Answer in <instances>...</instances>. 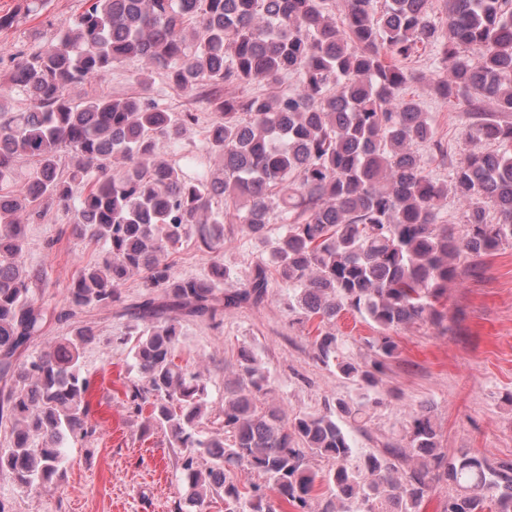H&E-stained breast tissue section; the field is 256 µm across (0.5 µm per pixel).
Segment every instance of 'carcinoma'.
<instances>
[{"mask_svg":"<svg viewBox=\"0 0 512 512\" xmlns=\"http://www.w3.org/2000/svg\"><path fill=\"white\" fill-rule=\"evenodd\" d=\"M328 0H91L62 34L38 50L12 54L8 84L28 93L14 112L0 85V421L9 415L11 447L0 471L31 492L61 476L65 441L88 438L80 357L93 340L81 326L37 356L19 361L51 321L75 310L122 301L137 274L140 301L125 308L133 324L138 377L127 393L136 414L167 433L188 484V504L224 500V512H275L271 496L307 512L316 480L328 496L319 512H419L433 485L457 493L444 512H512V462L461 451L448 456L430 416L415 413L406 445L387 444L357 464L340 419L357 420L379 374L397 356L390 333L416 322L440 323L436 303L459 273L456 260L481 259L512 243V0H444L437 22L429 0H341L336 24ZM440 48L447 76L434 84L444 101L466 103L471 148L448 183L425 168L418 146L448 156L433 139L428 113L402 95L415 80L404 63L423 46ZM144 64L139 91L119 98L75 99L69 89L100 80L129 60ZM206 101L207 153L220 168L195 177L166 156L199 123L196 112H172L150 91L152 76ZM297 77L295 92L269 99L229 88ZM25 184H1L24 160ZM87 191L75 196V189ZM453 195L464 232L442 220ZM228 208H213L216 199ZM55 202L72 211V230L102 244L101 265L83 267L70 308L35 305L22 265L26 226ZM281 224L271 242L268 224ZM241 224L269 246L267 257L238 273L219 258L224 225ZM186 237L214 256L204 278H181L162 255ZM288 281V310L323 328L316 361L360 382V402L336 401L323 414L286 415L256 405L271 391L255 357L243 353L224 409L207 406V378L174 360L180 318L217 323L224 311L258 306L270 269ZM230 287H224V284ZM344 311L369 318L379 336L374 358H338L336 322ZM223 431L210 435L207 429ZM334 462L325 473L311 460ZM266 485L242 491L236 470Z\"/></svg>","mask_w":512,"mask_h":512,"instance_id":"1","label":"carcinoma"}]
</instances>
